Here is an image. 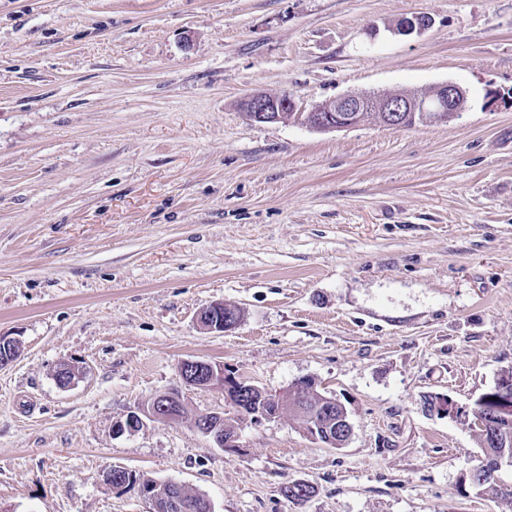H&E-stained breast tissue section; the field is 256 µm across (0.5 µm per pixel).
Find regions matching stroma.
<instances>
[{
  "instance_id": "stroma-1",
  "label": "stroma",
  "mask_w": 512,
  "mask_h": 512,
  "mask_svg": "<svg viewBox=\"0 0 512 512\" xmlns=\"http://www.w3.org/2000/svg\"><path fill=\"white\" fill-rule=\"evenodd\" d=\"M444 82L465 111L410 128L241 109ZM0 336V512H151L115 465L213 512H512L467 481L474 428L421 407L472 409L512 368V0H0ZM186 359L315 379L353 433L285 414L217 448L191 420L224 397L182 386ZM172 389L183 419L113 434ZM241 107L254 123L286 122L298 111L295 100L286 93L278 96L253 93L241 102ZM224 308V316L227 315L232 318H237L233 310L224 307L223 304H214L206 310L201 311L199 315V322L205 327L206 330L213 333H223L224 330L233 326L236 320L226 319L220 315L221 309Z\"/></svg>"
}]
</instances>
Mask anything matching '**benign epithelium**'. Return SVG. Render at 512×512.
I'll list each match as a JSON object with an SVG mask.
<instances>
[{
    "mask_svg": "<svg viewBox=\"0 0 512 512\" xmlns=\"http://www.w3.org/2000/svg\"><path fill=\"white\" fill-rule=\"evenodd\" d=\"M243 112L254 123L286 122L297 112V104L292 96L284 93L270 96L253 93L241 102ZM466 108L463 88L452 82L433 87L431 93L421 97L404 93H391L381 97H370L362 93H348L323 103L312 109L310 126L316 130L331 131L347 129L360 125L368 112H379L382 122L388 127L397 128L404 123V115L411 112L429 114L427 121L444 122L447 116H459ZM222 304H214L200 312L199 320L206 330L222 333L235 324L232 319L220 315ZM177 372L182 383L201 390H218L224 394L225 407L239 416L247 417L254 423L270 421L292 410L300 414L303 422L300 429L311 438L332 448L345 445L352 434V423L348 412H342L335 420L332 433L321 432L316 420V412L304 413L293 405L288 394H266V404H254L248 398L249 385L240 380L235 372L220 364L202 360H184ZM478 401L490 405L489 413L478 424L486 427L492 421L512 414V381L506 382L491 393H486ZM184 409L182 395L177 390L158 394L136 409L117 418L112 425L113 432L124 434L143 427L145 420L176 421L181 419ZM429 412L470 421V413L457 407L447 395H440L430 407ZM194 429L213 440L214 444L229 451L241 447L238 431H224V413L210 412L198 415L193 420ZM143 495L150 501L153 512H174L181 507L177 498L167 497L161 490L145 491Z\"/></svg>",
    "mask_w": 512,
    "mask_h": 512,
    "instance_id": "7a95c632",
    "label": "benign epithelium"
}]
</instances>
